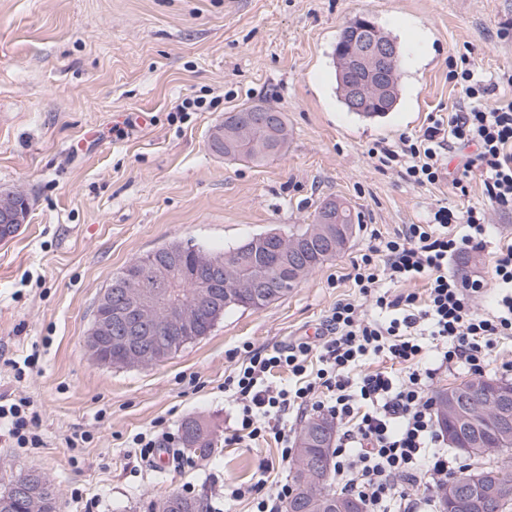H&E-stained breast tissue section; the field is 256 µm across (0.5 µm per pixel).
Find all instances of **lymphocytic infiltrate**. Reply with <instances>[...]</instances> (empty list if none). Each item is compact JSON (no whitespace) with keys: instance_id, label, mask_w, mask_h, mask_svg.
Returning a JSON list of instances; mask_svg holds the SVG:
<instances>
[{"instance_id":"lymphocytic-infiltrate-1","label":"lymphocytic infiltrate","mask_w":512,"mask_h":512,"mask_svg":"<svg viewBox=\"0 0 512 512\" xmlns=\"http://www.w3.org/2000/svg\"><path fill=\"white\" fill-rule=\"evenodd\" d=\"M451 78L459 99L448 117L431 118L419 137L404 136L398 149L382 148L381 159L403 158L419 185L440 182L448 157H459L452 184L467 194L480 175L488 207L512 210V98L488 104L499 87H512V74L485 78L469 56ZM488 208L441 206L425 224H409L369 246L350 275L358 299L337 301L320 343L299 338L273 350L249 351L235 375L227 377L237 404L235 443L270 436L282 462L292 458L293 440L285 423L290 412L327 415L342 427L332 451L334 478L356 494L366 512H431L433 498H411L417 484L434 491L462 470L444 447L430 394L437 374L460 367L484 375L500 340L512 339V243L499 245L489 278L450 273L449 257L483 247L493 233ZM426 281L425 296L393 294L389 285ZM495 290V305L478 311L477 300ZM372 298L387 319H372L361 301ZM384 357L401 368L360 373L362 363ZM316 372H309L311 359ZM287 368L295 385L276 387L274 369ZM39 415L30 399L0 403V428L16 447L36 448Z\"/></svg>"}]
</instances>
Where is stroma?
Returning a JSON list of instances; mask_svg holds the SVG:
<instances>
[{"label":"stroma","mask_w":512,"mask_h":512,"mask_svg":"<svg viewBox=\"0 0 512 512\" xmlns=\"http://www.w3.org/2000/svg\"><path fill=\"white\" fill-rule=\"evenodd\" d=\"M362 15L402 48L401 99L382 118L347 111L336 94L333 49ZM463 54L483 73L512 71V0H0V188L30 202L26 224L0 241V397L33 400L42 440L14 448L0 437V478L44 474L63 512H152L172 490L209 510L252 512L232 489L261 476L271 493L292 480L273 437L230 442L236 406L224 381L244 345L288 344L355 298L352 264L375 238L428 223L441 205L486 206L480 179L461 196L450 180L417 185L371 153L451 111L459 94L448 73ZM186 98L206 106L179 111ZM252 104L285 114L287 152L260 166L213 153L225 113ZM129 116L137 125L115 137ZM328 199L351 207L360 230L287 296L227 312L147 368L90 355L97 301L136 257L310 224ZM491 218V243L449 259V272L486 276L495 245L512 243V211ZM31 354L36 365L18 374ZM188 418L214 431L213 456L184 448L182 466L157 472L128 446L155 421L176 434ZM75 432L83 447L66 446Z\"/></svg>","instance_id":"1"}]
</instances>
